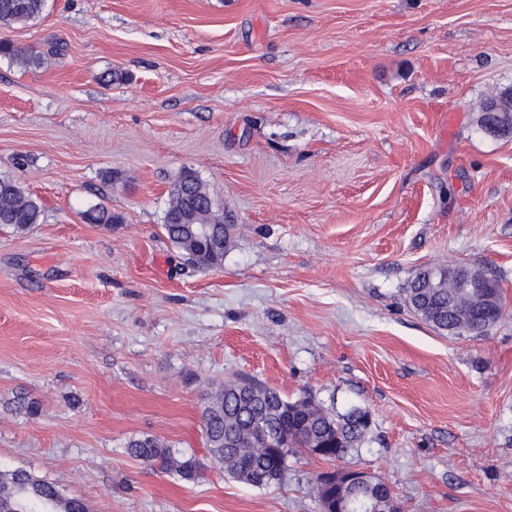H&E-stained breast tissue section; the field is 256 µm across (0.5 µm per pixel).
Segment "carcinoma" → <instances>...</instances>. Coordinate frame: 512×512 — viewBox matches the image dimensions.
<instances>
[{
    "mask_svg": "<svg viewBox=\"0 0 512 512\" xmlns=\"http://www.w3.org/2000/svg\"><path fill=\"white\" fill-rule=\"evenodd\" d=\"M45 0H0V24L26 23L39 17ZM0 55L27 64L37 58L9 42L0 41ZM42 206L12 176L0 174V224L24 231L40 221ZM92 224H118L120 217L104 207L86 212ZM163 229L186 259L215 268L224 261V244L232 225L215 209L196 173L183 170L170 189ZM461 280L441 268L420 271L407 291L410 307L434 329L453 335L482 336L495 324L503 308L481 310L475 296L460 287ZM205 445L224 473L254 487L283 479L271 470L274 448H313L327 442L320 459L351 453L365 436L369 415L354 409L337 416L310 398L289 401L266 386L228 380L206 402L201 414ZM129 453L162 473L184 480L198 475L197 461L150 437L128 442ZM89 512L87 504L60 494L56 486L26 470L0 472V512Z\"/></svg>",
    "mask_w": 512,
    "mask_h": 512,
    "instance_id": "cac0c4a2",
    "label": "carcinoma"
}]
</instances>
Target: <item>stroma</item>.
<instances>
[{
    "instance_id": "35a3bbf8",
    "label": "stroma",
    "mask_w": 512,
    "mask_h": 512,
    "mask_svg": "<svg viewBox=\"0 0 512 512\" xmlns=\"http://www.w3.org/2000/svg\"><path fill=\"white\" fill-rule=\"evenodd\" d=\"M0 40L39 57H0V173L43 207L0 224L1 471L90 512H318L347 467L406 512H512V137L476 122L512 87V0H46ZM185 168L238 228L221 267L162 228ZM439 266L492 272L504 318L431 328L405 290ZM234 378L370 429L237 482L201 430ZM143 436L198 479L133 458ZM321 479L331 485L345 486L370 484L373 482L374 477L365 471L350 468L337 472H328L323 474Z\"/></svg>"
}]
</instances>
